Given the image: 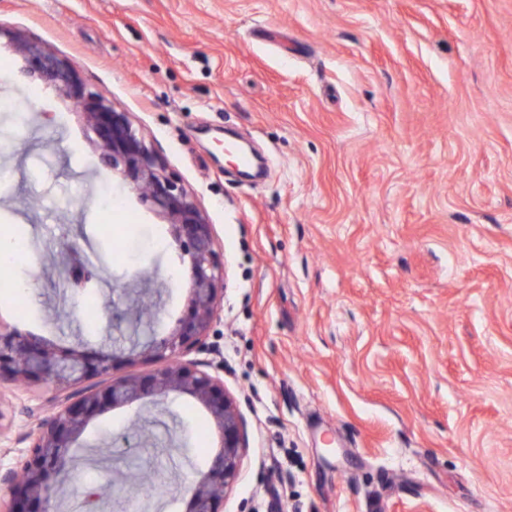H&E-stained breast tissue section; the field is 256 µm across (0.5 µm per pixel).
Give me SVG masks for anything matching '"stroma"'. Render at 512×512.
Returning <instances> with one entry per match:
<instances>
[{
    "instance_id": "stroma-1",
    "label": "stroma",
    "mask_w": 512,
    "mask_h": 512,
    "mask_svg": "<svg viewBox=\"0 0 512 512\" xmlns=\"http://www.w3.org/2000/svg\"><path fill=\"white\" fill-rule=\"evenodd\" d=\"M0 237L39 281L0 319L61 345L125 344L88 321L142 292L187 308L165 224L112 184L97 139L7 37L20 29L128 112L213 224L223 310L203 360L247 423L224 512H512V0H0ZM32 121L13 126L12 113ZM264 155L257 178L224 138ZM103 274L74 295L67 246ZM44 385L14 391L0 466L20 468ZM92 420L62 512H185L220 444L185 397ZM157 475L146 497L76 487Z\"/></svg>"
}]
</instances>
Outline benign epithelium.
<instances>
[{
  "instance_id": "7a95c632",
  "label": "benign epithelium",
  "mask_w": 512,
  "mask_h": 512,
  "mask_svg": "<svg viewBox=\"0 0 512 512\" xmlns=\"http://www.w3.org/2000/svg\"><path fill=\"white\" fill-rule=\"evenodd\" d=\"M13 41L17 51L55 83L58 94L81 111L97 136L102 163L119 185L167 225L173 245L188 259L189 297L186 313L163 338L135 339L119 353L105 344L97 350L62 347L0 321V386L44 384L55 390L56 400L49 415L27 433L31 450L21 469L0 467V488L9 491L3 512H58L72 450L92 419L116 407L158 406L172 396L200 404L222 437L206 470L188 485V512H223L224 495L237 481L249 437L243 413L224 390L223 378L209 372L212 363L194 358L209 349L224 298V256L215 246L212 224L181 178L106 92L89 89L73 66L25 34L15 33ZM97 279L93 265L74 261L66 285L82 294ZM139 359L163 365L145 376L113 377L112 371Z\"/></svg>"
}]
</instances>
